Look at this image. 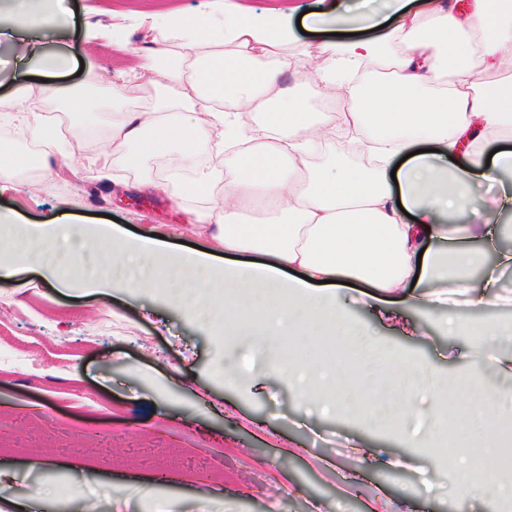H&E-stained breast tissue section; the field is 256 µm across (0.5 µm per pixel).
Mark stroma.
Here are the masks:
<instances>
[{
    "label": "stroma",
    "mask_w": 512,
    "mask_h": 512,
    "mask_svg": "<svg viewBox=\"0 0 512 512\" xmlns=\"http://www.w3.org/2000/svg\"><path fill=\"white\" fill-rule=\"evenodd\" d=\"M66 22L40 34L37 12L25 8L14 23L41 35V59L16 62L0 44V102L19 94L32 79L65 88H90L93 111L70 113L80 149L58 155L52 177L18 173L0 184V213L23 214L30 224H105L118 218L127 236L147 235L170 250H209L198 216L204 202L176 201L147 190H112L88 173L100 149L109 147L108 88L119 70L131 67L148 42L154 0H63ZM117 28V43L99 31ZM362 286L339 291L357 320L387 337L394 351L426 361L443 375L465 372L478 349L466 336L442 326L448 313H427L400 303L421 336H404L382 324L361 304ZM499 292L506 303L462 308L470 323H512V269L503 271ZM0 296L28 303V318L0 327V406L16 420L0 431V461L12 474L8 496L33 499L36 512H80L82 499L98 512H491L480 491L459 492L443 463L422 453L409 468L394 467L404 454L392 426L372 430L356 420L307 412L291 389L268 379L261 360L238 363L243 383H225L221 370L234 349L212 323L171 306L162 296L113 291L67 297L35 271L0 280ZM112 314L100 325L99 311ZM68 376V389L90 392L110 408L100 414L48 396L50 375ZM67 417V432L48 419ZM95 431L107 447L98 473L71 471L58 477L48 456L82 461L84 438ZM356 436L358 454L343 440Z\"/></svg>",
    "instance_id": "obj_1"
}]
</instances>
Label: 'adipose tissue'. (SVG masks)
<instances>
[{
	"instance_id": "adipose-tissue-1",
	"label": "adipose tissue",
	"mask_w": 512,
	"mask_h": 512,
	"mask_svg": "<svg viewBox=\"0 0 512 512\" xmlns=\"http://www.w3.org/2000/svg\"><path fill=\"white\" fill-rule=\"evenodd\" d=\"M296 13L293 0H270L260 10L230 0L216 24L167 9L132 69L152 86L150 101L132 109L127 86L110 88V139L121 148L113 166L154 193L209 199L200 220L215 250L254 252L263 262L220 268L213 252L176 255L159 239H128L111 226L27 224L15 248L0 250V276L34 267L66 295L161 293L200 318L224 316L225 335L247 337L270 378L297 388L312 407H324L332 387L341 418H395L409 444L419 439L410 425L422 418L426 445L447 447L454 431L496 455L492 426L512 421V391L478 369L445 378L389 351L327 283L360 281L401 294L419 279L429 289L413 302L424 310L451 292L473 306L496 298L501 271L512 269V250L496 247L498 217L512 211V185L499 177L512 170V150L489 156L485 148L512 132V0H382L366 11L334 0L314 15L329 38L313 48L297 45ZM310 91L341 105L336 120L317 131L306 118ZM40 94L54 111L23 99L0 118L43 145L48 169L54 152L81 138L55 117L78 98L52 84ZM244 103L260 116L257 126L241 121ZM340 132L344 152L331 147ZM173 145L194 167L193 179L158 177L149 168L156 151ZM217 150L222 164H199ZM478 179L499 186L491 196L496 217L454 223L471 206ZM247 203L272 207L274 221L246 222ZM68 239L120 248L116 276L63 277L67 256L55 246ZM486 246L497 257L484 269ZM291 269L298 277H288ZM446 325L453 336L478 333L492 366L512 378V354L499 352L512 343V330L487 322L475 331L453 316ZM312 333L334 337L345 361L304 368L300 350L281 351L280 337ZM451 473L463 490H486L497 512H512V476L477 470L468 457L454 459Z\"/></svg>"
}]
</instances>
